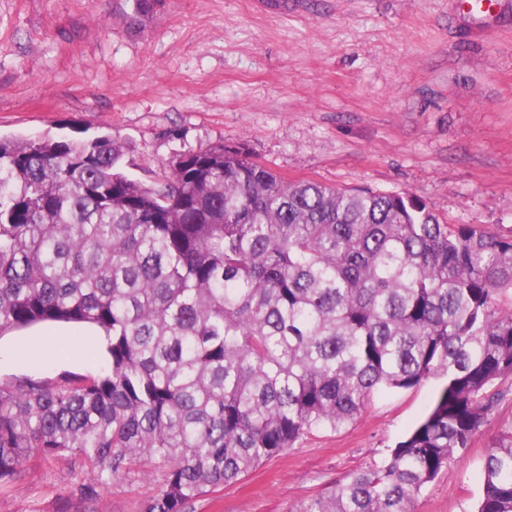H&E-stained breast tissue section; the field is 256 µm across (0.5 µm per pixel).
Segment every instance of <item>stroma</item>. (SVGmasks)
I'll return each instance as SVG.
<instances>
[{
    "label": "stroma",
    "instance_id": "1",
    "mask_svg": "<svg viewBox=\"0 0 512 512\" xmlns=\"http://www.w3.org/2000/svg\"><path fill=\"white\" fill-rule=\"evenodd\" d=\"M126 147L152 180L173 156L245 143L285 180L406 192L441 221L512 235V0H0V136L91 137ZM46 322L38 375L97 372L91 328L68 325L86 364L57 361ZM437 380L380 394L357 422L319 431L185 512H292L379 462L429 411ZM461 465L417 496L415 512H474L491 439L512 423V380ZM80 457L25 464L0 485V512H140L161 483L117 479L90 502Z\"/></svg>",
    "mask_w": 512,
    "mask_h": 512
}]
</instances>
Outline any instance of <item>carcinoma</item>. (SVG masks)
Returning a JSON list of instances; mask_svg holds the SVG:
<instances>
[{"mask_svg":"<svg viewBox=\"0 0 512 512\" xmlns=\"http://www.w3.org/2000/svg\"><path fill=\"white\" fill-rule=\"evenodd\" d=\"M124 145L0 137V334H104L105 365L0 381V483L33 454L81 456L91 500L162 468L141 512H184L376 394L440 381L378 464L294 512H414L512 378V236L443 224L406 193L288 182L245 145L176 155L150 182ZM476 512H512V431Z\"/></svg>","mask_w":512,"mask_h":512,"instance_id":"1","label":"carcinoma"}]
</instances>
